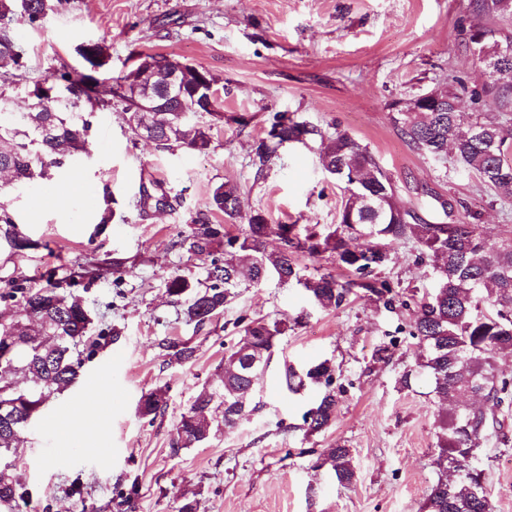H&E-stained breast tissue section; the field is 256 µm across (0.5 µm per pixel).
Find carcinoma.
Listing matches in <instances>:
<instances>
[{"instance_id": "cac0c4a2", "label": "carcinoma", "mask_w": 512, "mask_h": 512, "mask_svg": "<svg viewBox=\"0 0 512 512\" xmlns=\"http://www.w3.org/2000/svg\"><path fill=\"white\" fill-rule=\"evenodd\" d=\"M472 8L494 20L512 14V0H471ZM52 8V0H0V171L9 175L8 185L19 188L38 181L51 182L62 169L87 153L93 118L103 107L116 102L128 114V127L135 137L147 133L162 149L174 146L204 152L211 145L210 126L198 124L184 109L196 108L224 120L223 104L208 92L218 79L211 72L187 65L175 55L146 53L135 70L116 78L110 98L84 93L86 82L99 86L109 65L108 47L102 42L79 52L81 69L63 65L23 89L57 90V97L43 103L30 101L25 112H2L6 91L23 78L28 58L14 29L21 17L32 29ZM483 40L475 44L474 34L464 38L466 48L478 46L488 78L472 102H487L496 115L474 109L468 119L454 108L459 95L448 87L430 91L424 102L396 101L393 121L399 135L414 150L436 159H450L454 165L476 174L482 183L504 199H512V162L507 160L512 144V35H500L491 27L480 29ZM180 70L184 86L182 100L166 95L169 78ZM320 139L323 170L345 185L347 202L339 211L338 224L319 233L299 224H272L261 210L241 209L237 185L224 183L211 195L213 209L230 219L241 220L244 229L230 234L226 225L211 224L205 213L183 235L187 252L210 258L209 285L196 286L189 277L175 273L167 278L166 292L186 306L188 321L201 327L224 311L231 289L246 283L275 277L282 283L294 281L305 288L311 302L320 309L341 305L354 286L378 296L390 292L386 284L369 280L385 266L404 240H415L422 253L433 258L436 287L420 303L412 337L418 341V367L430 378L438 402L448 403V413L439 421L437 462L454 466L453 479L441 476L431 487L425 512H493L484 485V472L476 464L482 438L497 425L495 416L481 408L466 406L467 393L502 407L512 403V381L494 372L496 354L512 350V236L490 245L477 224L453 221L430 224L398 200L391 178L372 155L345 132L332 136L299 122L284 113L273 115L267 136L255 149L263 167L278 148L298 137ZM370 234L367 245L359 244L360 232ZM279 247L267 251L266 241ZM14 256L32 246L23 233L14 210L0 201V242ZM311 257L329 253L336 264L356 275L341 283L330 274L305 278L296 255ZM44 284L33 286L27 279L13 277L0 287V303L11 305L18 315L0 320V406H9L12 425L0 421V455L23 442L25 419L29 414L33 387H21L14 375L28 382L38 379L40 405L71 388L79 379L83 356H92L101 330L92 336L93 317L83 300L57 282L53 273L43 275ZM246 342L224 355V428L231 430L249 414L247 402L259 376L269 366L279 336L280 323L254 319L245 325ZM287 391L296 393L307 385L325 388L309 411V430L320 431L336 419L335 366L325 359L298 372L285 368ZM216 393L202 391L182 414L177 429L176 449L203 444L210 437L209 409ZM165 401L160 391L141 397L138 413H158ZM335 479L350 484L356 477L350 449L341 445L328 450ZM29 492L21 477L9 466H0V507L19 512Z\"/></svg>"}]
</instances>
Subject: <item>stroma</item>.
I'll return each instance as SVG.
<instances>
[{"label": "stroma", "instance_id": "stroma-1", "mask_svg": "<svg viewBox=\"0 0 512 512\" xmlns=\"http://www.w3.org/2000/svg\"><path fill=\"white\" fill-rule=\"evenodd\" d=\"M485 23L471 0H63L39 29L16 21L29 78L78 66L77 48L89 41L109 45L114 77L133 69L140 54L174 53L218 77L226 116L216 124L197 113L211 127L206 152L161 151L133 138L119 106L106 108L95 115L78 177L58 176L65 191L44 201L40 222L28 220L29 194L0 195L35 244L21 257L0 251V280L22 275L37 285L51 270L64 282L79 265L97 262L104 276L79 295L96 328L119 332L9 454L30 492L25 512H178L187 500L196 512H423L440 475V405L415 372L411 330L435 286L433 262L415 242L399 245L381 270L389 300L358 289L332 310L315 308L296 283L267 279L235 289L223 312L198 329L165 282L175 273L206 278V262L179 244L199 213L241 232L240 221L210 208L212 190L224 182L237 184L244 210H262L270 223L337 224L347 193L323 170L319 142L284 145L264 170L254 165L253 148L277 112L352 136L391 177L400 201L428 222L480 225L492 244L512 235V201L475 174L413 150L391 109L444 87L453 74L468 89L460 100L471 113L469 93L485 75L462 32ZM238 113L247 125L235 122ZM146 194L167 197L169 207L140 209ZM443 199L453 215L443 213ZM116 259L119 276L111 273ZM260 317L280 321L283 333L249 416L224 429V406L214 403L216 429L207 442L173 450L182 414L202 390L220 388L225 352ZM185 340L196 353L179 363L167 344ZM380 347L388 350L382 359L374 356ZM325 359L336 366V420L312 433L303 416L318 389L293 394L282 379L286 366L300 371ZM408 371L405 388L400 378ZM105 373L107 385L93 396L98 408L80 431L61 427L60 414L84 395L86 380ZM158 389L163 411L139 416L141 396ZM497 415L502 426L484 438L479 462L495 512H512V410ZM339 445L350 449L357 473L349 485L332 477L326 459ZM120 488L132 490L131 501L117 497Z\"/></svg>", "mask_w": 512, "mask_h": 512}]
</instances>
